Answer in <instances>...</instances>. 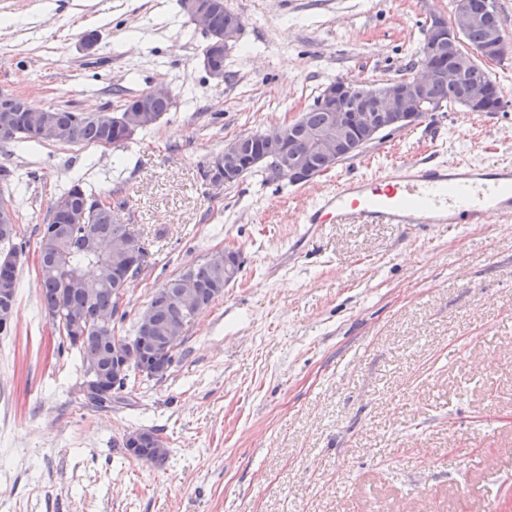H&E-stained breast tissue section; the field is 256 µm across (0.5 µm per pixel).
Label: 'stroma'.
Masks as SVG:
<instances>
[{"label":"stroma","instance_id":"obj_1","mask_svg":"<svg viewBox=\"0 0 512 512\" xmlns=\"http://www.w3.org/2000/svg\"><path fill=\"white\" fill-rule=\"evenodd\" d=\"M243 32L224 80L175 0H0V90L31 106L118 108L167 83L172 106L123 149L0 140L19 213L17 296L0 334V512H499L512 492V219L306 224L349 171L405 158L512 162V51L485 70L504 107L459 106L383 132L291 184L261 169L213 190L227 141L296 118L325 85L403 76L429 15L455 0H224ZM99 38L87 53L85 33ZM124 199L147 249L123 335L184 266L224 248L242 267L189 325L163 378L99 407L43 306L37 247L74 178ZM151 429L168 455L129 454ZM149 438L151 441L154 440L156 442L157 448L165 447L164 442L159 437H154L145 430H135L128 433L125 439V447L129 448V451H132L135 448L131 453L136 459L144 463H158L164 461L167 454L164 456L159 454L157 448H153V444H147L137 448Z\"/></svg>","mask_w":512,"mask_h":512}]
</instances>
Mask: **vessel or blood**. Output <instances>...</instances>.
Instances as JSON below:
<instances>
[{
    "label": "vessel or blood",
    "mask_w": 512,
    "mask_h": 512,
    "mask_svg": "<svg viewBox=\"0 0 512 512\" xmlns=\"http://www.w3.org/2000/svg\"><path fill=\"white\" fill-rule=\"evenodd\" d=\"M512 218V166L406 159L383 175H354L314 202L308 224H476L485 209Z\"/></svg>",
    "instance_id": "obj_1"
}]
</instances>
